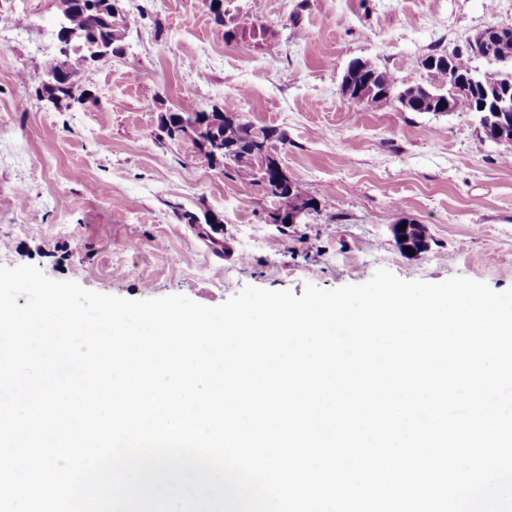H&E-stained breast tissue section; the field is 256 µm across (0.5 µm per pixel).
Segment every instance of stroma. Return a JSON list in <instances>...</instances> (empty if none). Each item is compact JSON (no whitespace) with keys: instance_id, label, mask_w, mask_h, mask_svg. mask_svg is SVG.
<instances>
[{"instance_id":"stroma-1","label":"stroma","mask_w":512,"mask_h":512,"mask_svg":"<svg viewBox=\"0 0 512 512\" xmlns=\"http://www.w3.org/2000/svg\"><path fill=\"white\" fill-rule=\"evenodd\" d=\"M59 0H0V264L126 299L180 294L217 306L251 285L302 295L368 281L463 276L512 288V143L471 112L361 108L341 91L349 61L424 81L417 61L454 52L512 0H229L263 38L225 43L206 0H121L119 53L95 64L67 105L42 95L58 56ZM232 103L286 132L276 150L314 210L271 223L279 203L210 162L162 113ZM215 218L224 254L195 229ZM425 225L402 253L391 224Z\"/></svg>"}]
</instances>
